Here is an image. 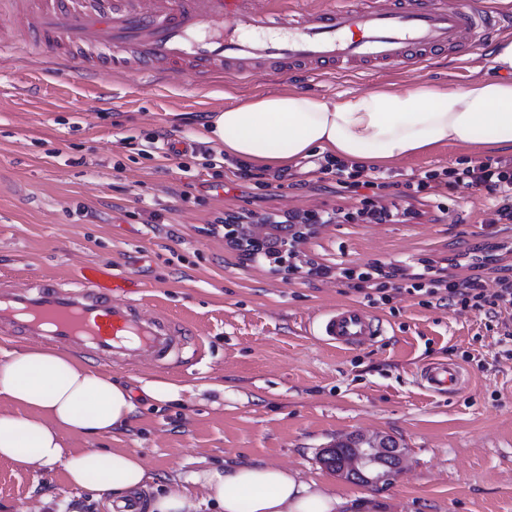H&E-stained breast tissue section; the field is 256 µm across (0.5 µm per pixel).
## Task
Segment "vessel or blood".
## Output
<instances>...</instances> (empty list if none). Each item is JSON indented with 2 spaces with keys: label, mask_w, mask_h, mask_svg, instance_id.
I'll list each match as a JSON object with an SVG mask.
<instances>
[{
  "label": "vessel or blood",
  "mask_w": 512,
  "mask_h": 512,
  "mask_svg": "<svg viewBox=\"0 0 512 512\" xmlns=\"http://www.w3.org/2000/svg\"><path fill=\"white\" fill-rule=\"evenodd\" d=\"M20 34L55 55L56 68L78 66L98 79L128 50L144 74L164 73L185 61L199 74L247 75L308 68L318 73L382 65L404 68L458 47L462 37L482 43L512 30V15L489 9L451 7L444 0H383L350 6L345 0L316 13L297 0L288 7L271 0H10ZM134 274L116 277L86 268L67 285L43 279L17 288L0 281V335L29 337L100 364L143 354L174 366L191 344L187 324L166 315L144 316L130 299ZM320 333L351 349L382 335L379 320L356 305L328 312ZM422 387L446 393L466 382L455 363L439 360L419 371Z\"/></svg>",
  "instance_id": "1"
}]
</instances>
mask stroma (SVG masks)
<instances>
[{"instance_id": "35a3bbf8", "label": "stroma", "mask_w": 512, "mask_h": 512, "mask_svg": "<svg viewBox=\"0 0 512 512\" xmlns=\"http://www.w3.org/2000/svg\"><path fill=\"white\" fill-rule=\"evenodd\" d=\"M489 51L467 54L462 71L442 56L403 70L322 77L296 69L250 82L205 78L187 64L163 77L129 68L107 74L104 104L78 71L47 73L43 52L21 40L0 0V278L22 286L48 277L73 283L87 266L132 271L144 313L188 322L196 334L170 369L146 355L99 365L131 388L129 421L102 438L68 436L66 447L141 453L149 490L188 486L191 512L208 510L189 476L226 461L287 467L338 494L372 496L378 512H512V341L502 337L512 309L493 318L395 290L374 305L356 288L360 273L409 264L465 276L463 257L474 252L487 257L482 275L495 291L497 277L512 276V224H485L490 196L440 185L415 200L421 216L410 223L351 221L364 190L321 170L318 158L279 185L241 179L207 167L223 147L203 129L211 112L285 91L333 99L423 82L462 86L484 75ZM486 155L445 145L377 174L403 182ZM228 209L340 216L300 244L292 271L246 259L210 233ZM312 261L330 276H308ZM346 305L379 319L382 336L349 350L326 343L321 315ZM441 358L464 369L466 388L434 395L419 385L420 367ZM152 381L183 385L181 400H150L142 387ZM351 434L393 437L401 471L378 484L328 471L323 449ZM109 502L73 487L64 462L22 470L0 458V512H109Z\"/></svg>"}]
</instances>
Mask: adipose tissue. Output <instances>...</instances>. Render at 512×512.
Masks as SVG:
<instances>
[{
  "label": "adipose tissue",
  "instance_id": "obj_1",
  "mask_svg": "<svg viewBox=\"0 0 512 512\" xmlns=\"http://www.w3.org/2000/svg\"><path fill=\"white\" fill-rule=\"evenodd\" d=\"M208 141L227 157L286 169L313 154L365 167L399 161L442 145L512 152V38L490 52V72L445 91L421 85L404 93L375 90L340 99L270 94L209 115ZM0 458L28 469L65 461L77 487L123 504L146 496V468L135 451L88 448L71 456L64 431L101 436L133 410L127 385L48 349L7 353L0 361ZM220 512H345L349 499L264 463L193 473Z\"/></svg>",
  "mask_w": 512,
  "mask_h": 512
}]
</instances>
